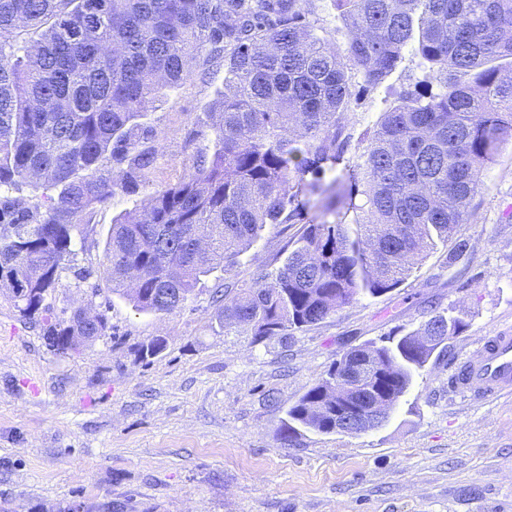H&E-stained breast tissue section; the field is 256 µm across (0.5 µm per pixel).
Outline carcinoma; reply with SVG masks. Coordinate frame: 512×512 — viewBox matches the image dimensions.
Masks as SVG:
<instances>
[{
    "mask_svg": "<svg viewBox=\"0 0 512 512\" xmlns=\"http://www.w3.org/2000/svg\"><path fill=\"white\" fill-rule=\"evenodd\" d=\"M310 0H0V288L67 356L109 330L47 302L74 253V231L116 192L138 193L160 146L143 113L199 60L224 62L213 153L112 224L103 273L142 313H171L202 278L230 274L267 225L301 224L274 273L217 283L215 319L260 344L313 327L363 296L398 287L437 242L449 260L501 147L512 143V0H337L345 49L314 33ZM419 30L426 75L381 113L346 156L351 70L376 88ZM40 194L28 204L21 186ZM29 292L24 293L22 289ZM456 315L417 332L454 336ZM166 348L140 343L147 362ZM437 349L389 333L343 354L288 411L336 432V389L353 353L355 390L392 412Z\"/></svg>",
    "mask_w": 512,
    "mask_h": 512,
    "instance_id": "carcinoma-1",
    "label": "carcinoma"
}]
</instances>
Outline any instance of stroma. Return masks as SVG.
<instances>
[{"instance_id":"obj_1","label":"stroma","mask_w":512,"mask_h":512,"mask_svg":"<svg viewBox=\"0 0 512 512\" xmlns=\"http://www.w3.org/2000/svg\"><path fill=\"white\" fill-rule=\"evenodd\" d=\"M424 75L415 49L377 89L352 80V144L396 92ZM224 66L196 64L143 118L158 133L157 165L138 194L116 193L75 231L53 296L56 311L104 307L110 335L76 354L51 353L38 322L0 290V512H512V396L473 401L450 375L478 340L512 328V144L503 146L462 225L464 261L438 243L398 288L345 305L318 325L252 344L213 318L214 278L183 307L143 314L99 283L114 220L188 176L210 154L206 114ZM300 225L269 226L234 281L273 272ZM467 329L440 346L382 427L359 435L300 429L287 410L343 353L445 310ZM162 336L144 364L137 346Z\"/></svg>"}]
</instances>
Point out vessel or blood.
<instances>
[{
  "instance_id": "1",
  "label": "vessel or blood",
  "mask_w": 512,
  "mask_h": 512,
  "mask_svg": "<svg viewBox=\"0 0 512 512\" xmlns=\"http://www.w3.org/2000/svg\"><path fill=\"white\" fill-rule=\"evenodd\" d=\"M452 386L458 393L497 399L512 393V330L497 329L482 337L461 363Z\"/></svg>"
}]
</instances>
